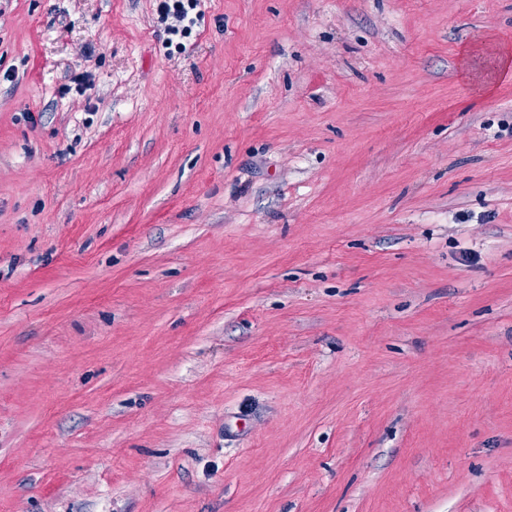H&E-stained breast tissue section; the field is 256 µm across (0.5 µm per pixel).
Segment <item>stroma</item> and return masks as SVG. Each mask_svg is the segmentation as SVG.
<instances>
[{
	"instance_id": "1",
	"label": "stroma",
	"mask_w": 512,
	"mask_h": 512,
	"mask_svg": "<svg viewBox=\"0 0 512 512\" xmlns=\"http://www.w3.org/2000/svg\"><path fill=\"white\" fill-rule=\"evenodd\" d=\"M0 0V512H512V0Z\"/></svg>"
}]
</instances>
